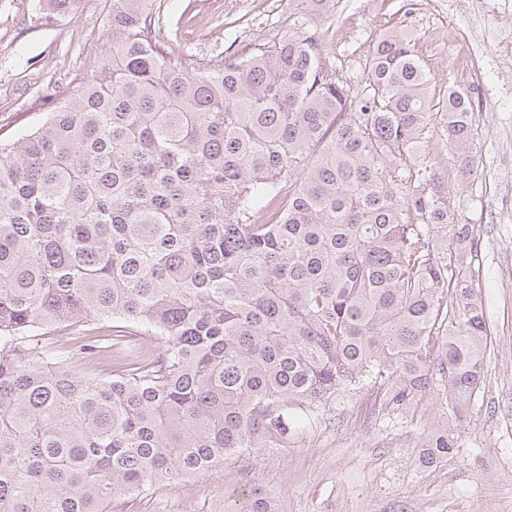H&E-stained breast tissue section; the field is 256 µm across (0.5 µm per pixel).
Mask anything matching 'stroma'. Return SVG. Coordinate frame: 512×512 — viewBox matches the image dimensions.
I'll use <instances>...</instances> for the list:
<instances>
[{"label": "stroma", "mask_w": 512, "mask_h": 512, "mask_svg": "<svg viewBox=\"0 0 512 512\" xmlns=\"http://www.w3.org/2000/svg\"><path fill=\"white\" fill-rule=\"evenodd\" d=\"M341 0L336 17L311 21L325 57L354 83L363 56L383 32L408 26L434 85L467 82L454 44L481 27L477 52L490 104H476L477 171L459 190L474 226L476 287L490 339L482 384L472 402L453 405L440 374L417 411L383 405L377 387L339 389L314 410L284 448H260L222 468L158 491L139 512H229L237 496L259 488L280 512H512V51L502 31L512 0ZM112 0H79L46 14L39 0H0V139L25 132L69 91L75 77L96 75L112 56L106 35ZM154 27L174 54L199 60L263 43L289 31L288 0H154ZM456 440L454 455L422 465L417 441L432 427Z\"/></svg>", "instance_id": "1"}]
</instances>
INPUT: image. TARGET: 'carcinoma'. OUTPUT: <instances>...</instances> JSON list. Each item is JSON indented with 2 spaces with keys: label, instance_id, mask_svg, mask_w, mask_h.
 <instances>
[{
  "label": "carcinoma",
  "instance_id": "obj_1",
  "mask_svg": "<svg viewBox=\"0 0 512 512\" xmlns=\"http://www.w3.org/2000/svg\"><path fill=\"white\" fill-rule=\"evenodd\" d=\"M152 5L112 0V58L0 141V512H134L287 444L341 387L400 410L434 367L457 406L481 382L473 226L430 155L439 129L474 171L471 98L433 111L404 28L354 87L315 32L192 65ZM230 512L277 510L254 489Z\"/></svg>",
  "mask_w": 512,
  "mask_h": 512
}]
</instances>
